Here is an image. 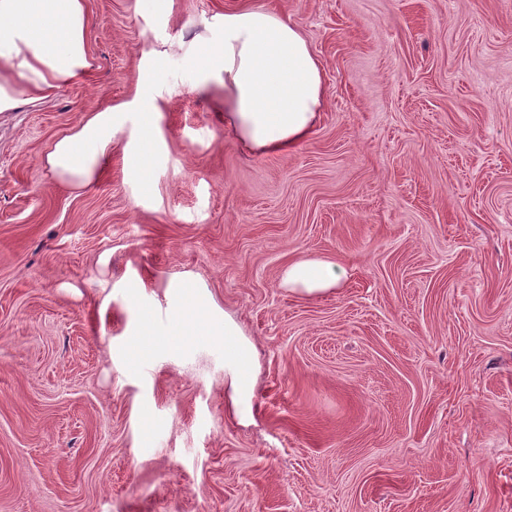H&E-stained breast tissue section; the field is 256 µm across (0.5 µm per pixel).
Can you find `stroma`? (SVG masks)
I'll return each instance as SVG.
<instances>
[{"label":"stroma","mask_w":512,"mask_h":512,"mask_svg":"<svg viewBox=\"0 0 512 512\" xmlns=\"http://www.w3.org/2000/svg\"><path fill=\"white\" fill-rule=\"evenodd\" d=\"M259 2L323 69L292 152H243L195 89L197 35L243 0H87L90 69L0 113V512H512V0ZM109 106L110 160L70 185L46 156ZM300 257L341 287L288 291ZM182 279L253 346L249 418L219 345L135 369ZM156 114L152 103L146 102L132 140L128 164L136 178L143 184L150 183L155 154Z\"/></svg>","instance_id":"obj_1"}]
</instances>
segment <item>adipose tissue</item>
Masks as SVG:
<instances>
[{"label": "adipose tissue", "mask_w": 512, "mask_h": 512, "mask_svg": "<svg viewBox=\"0 0 512 512\" xmlns=\"http://www.w3.org/2000/svg\"><path fill=\"white\" fill-rule=\"evenodd\" d=\"M86 0H0V112L12 111L20 95L37 99L87 72ZM194 62L198 89L224 88V124L248 152L291 150L313 133L325 101L321 65L307 39L289 19L262 6L239 7L207 25ZM119 118L109 107L59 139L46 162L57 174L84 185L103 165ZM156 112L145 103L128 164L149 183L155 154ZM340 265L316 259L291 262L283 282L291 290L318 295L339 287ZM168 317L173 345L226 342L224 386L235 412L253 396V348L232 317L221 316L204 289L189 280L169 286Z\"/></svg>", "instance_id": "obj_1"}]
</instances>
